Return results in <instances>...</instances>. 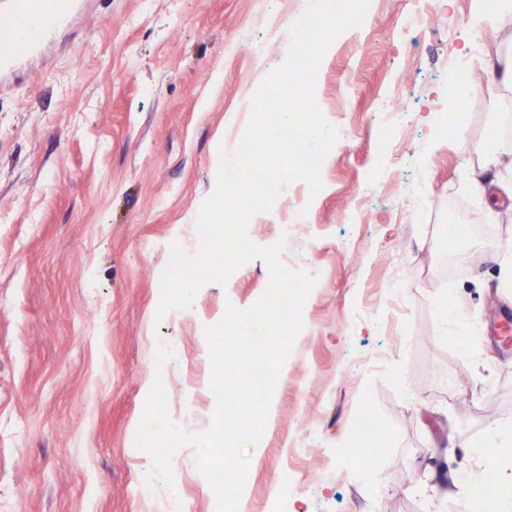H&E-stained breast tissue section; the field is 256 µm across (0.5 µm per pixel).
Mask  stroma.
Returning <instances> with one entry per match:
<instances>
[{
  "instance_id": "stroma-1",
  "label": "stroma",
  "mask_w": 512,
  "mask_h": 512,
  "mask_svg": "<svg viewBox=\"0 0 512 512\" xmlns=\"http://www.w3.org/2000/svg\"><path fill=\"white\" fill-rule=\"evenodd\" d=\"M309 0H70L34 47H0V512H216L195 446L155 477L134 437L167 361L171 421L208 429L211 389L185 383L206 329L265 293L259 259L158 317L160 278L215 190L260 83L279 70ZM424 15L413 31L410 9ZM481 0H371L328 46L315 101L339 129L317 194L292 184L247 233L285 239L317 283L249 452L239 512H480L475 448L512 424V356L490 342L512 310L501 239L512 201L472 195L465 159L512 156V112L481 68L454 102L467 37L512 49V19L475 26ZM404 98L396 123L377 103ZM307 221L293 224L295 211ZM483 225L471 241L459 224ZM289 233H282V225ZM467 323L454 340L441 302ZM377 443H354L363 410Z\"/></svg>"
}]
</instances>
